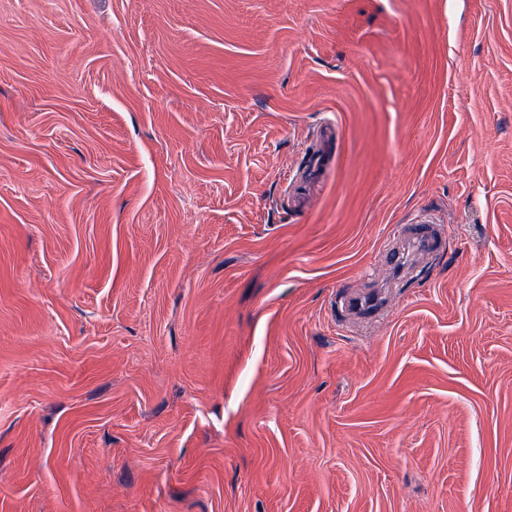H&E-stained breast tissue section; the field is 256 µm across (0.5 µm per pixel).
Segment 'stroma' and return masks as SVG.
<instances>
[{"label":"stroma","mask_w":512,"mask_h":512,"mask_svg":"<svg viewBox=\"0 0 512 512\" xmlns=\"http://www.w3.org/2000/svg\"><path fill=\"white\" fill-rule=\"evenodd\" d=\"M0 512H512V0H0ZM318 133L316 145L321 144V147L312 154L309 164L289 185L294 207H302L305 204L309 197L310 186L321 179L333 163L334 156L328 147L336 137V125L332 122L323 123ZM420 231H415V236L408 240L403 247V250L399 252L390 251V255L394 261H400V264H406L412 257L418 252L424 251H435L439 245V236L436 232L431 231L430 224L432 221H421Z\"/></svg>","instance_id":"obj_1"}]
</instances>
